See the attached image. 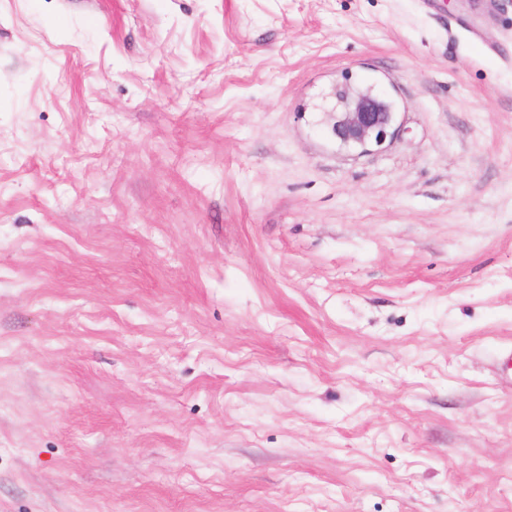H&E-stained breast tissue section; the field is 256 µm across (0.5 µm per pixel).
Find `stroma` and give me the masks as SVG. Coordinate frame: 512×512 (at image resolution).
I'll return each instance as SVG.
<instances>
[{
	"label": "stroma",
	"instance_id": "stroma-1",
	"mask_svg": "<svg viewBox=\"0 0 512 512\" xmlns=\"http://www.w3.org/2000/svg\"><path fill=\"white\" fill-rule=\"evenodd\" d=\"M512 2L0 0V512H512ZM379 84L400 130L319 110ZM370 88L366 86L353 91L349 87L336 89L338 102L345 93L359 91L367 94L350 96L341 111L327 112V127L336 143L361 153L370 151L369 147H381L399 127L394 128L399 113L396 112L395 103L382 92L374 93Z\"/></svg>",
	"mask_w": 512,
	"mask_h": 512
}]
</instances>
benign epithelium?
Segmentation results:
<instances>
[{
  "label": "benign epithelium",
  "instance_id": "obj_1",
  "mask_svg": "<svg viewBox=\"0 0 512 512\" xmlns=\"http://www.w3.org/2000/svg\"><path fill=\"white\" fill-rule=\"evenodd\" d=\"M396 122L395 103L381 92L370 91L349 97L342 110L328 113L327 127L336 143L363 153L394 135Z\"/></svg>",
  "mask_w": 512,
  "mask_h": 512
}]
</instances>
